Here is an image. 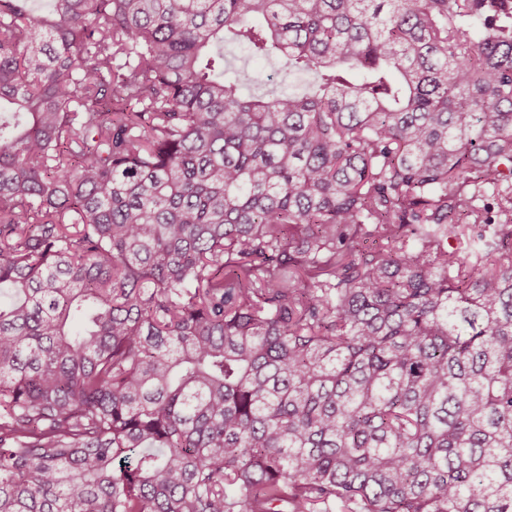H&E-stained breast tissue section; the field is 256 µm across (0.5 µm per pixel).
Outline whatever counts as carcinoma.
<instances>
[{"mask_svg": "<svg viewBox=\"0 0 512 512\" xmlns=\"http://www.w3.org/2000/svg\"><path fill=\"white\" fill-rule=\"evenodd\" d=\"M3 103L0 512H512V0H0ZM225 64L246 75L248 87L256 96H271L282 91H300L306 83L305 77L288 75V69L280 60L257 64L238 48L224 49ZM296 77V78H295ZM302 81L297 83V79Z\"/></svg>", "mask_w": 512, "mask_h": 512, "instance_id": "obj_1", "label": "carcinoma"}]
</instances>
